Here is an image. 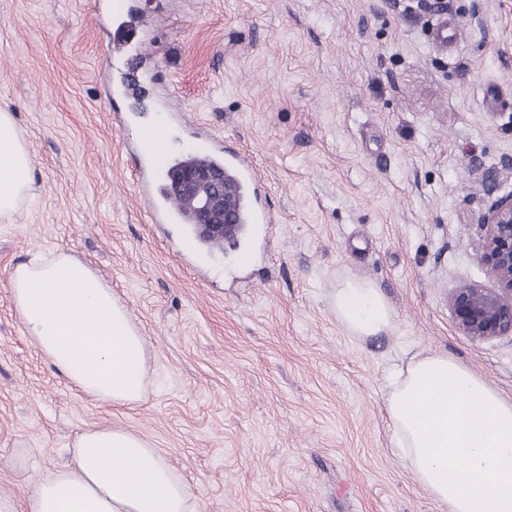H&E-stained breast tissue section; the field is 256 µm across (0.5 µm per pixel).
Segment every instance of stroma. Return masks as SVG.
Wrapping results in <instances>:
<instances>
[{
	"label": "stroma",
	"mask_w": 512,
	"mask_h": 512,
	"mask_svg": "<svg viewBox=\"0 0 512 512\" xmlns=\"http://www.w3.org/2000/svg\"><path fill=\"white\" fill-rule=\"evenodd\" d=\"M0 0V110L36 200L0 222V493L27 498L85 428L132 431L196 512H448L393 451L388 376L444 353L512 398V338L472 341L448 295L493 287L483 213L512 193V0ZM447 21L448 38L435 28ZM249 157L273 221L215 251L149 215L137 132ZM64 251L147 339L129 407L58 377L10 295L14 267ZM394 323L337 319L340 284ZM333 306L336 317L355 336H374L392 328L391 308L381 293L367 283L341 284L334 294Z\"/></svg>",
	"instance_id": "1"
}]
</instances>
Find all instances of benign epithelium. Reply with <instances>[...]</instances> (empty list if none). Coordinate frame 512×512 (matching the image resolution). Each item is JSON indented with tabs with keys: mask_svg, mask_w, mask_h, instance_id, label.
Listing matches in <instances>:
<instances>
[{
	"mask_svg": "<svg viewBox=\"0 0 512 512\" xmlns=\"http://www.w3.org/2000/svg\"><path fill=\"white\" fill-rule=\"evenodd\" d=\"M181 189L211 217L198 225L200 235L214 238L235 232L238 205L224 196V171L185 167L177 175ZM484 236L479 260L496 287L461 283L448 296V306L460 333L473 341L512 337V193L494 200L481 219Z\"/></svg>",
	"mask_w": 512,
	"mask_h": 512,
	"instance_id": "obj_1",
	"label": "benign epithelium"
}]
</instances>
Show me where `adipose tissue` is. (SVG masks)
Returning <instances> with one entry per match:
<instances>
[{
	"label": "adipose tissue",
	"instance_id": "1",
	"mask_svg": "<svg viewBox=\"0 0 512 512\" xmlns=\"http://www.w3.org/2000/svg\"><path fill=\"white\" fill-rule=\"evenodd\" d=\"M29 151L0 111V220L31 197ZM14 306L38 350L70 386L112 406L138 403L147 340L125 303L87 264L63 252L17 266ZM339 321L358 337L391 329L370 285L337 288ZM395 453L448 512H512V399L448 355L413 356L385 397ZM67 469L36 479L26 502L0 494V512H195L190 486L142 436L109 426L75 439Z\"/></svg>",
	"mask_w": 512,
	"mask_h": 512
}]
</instances>
